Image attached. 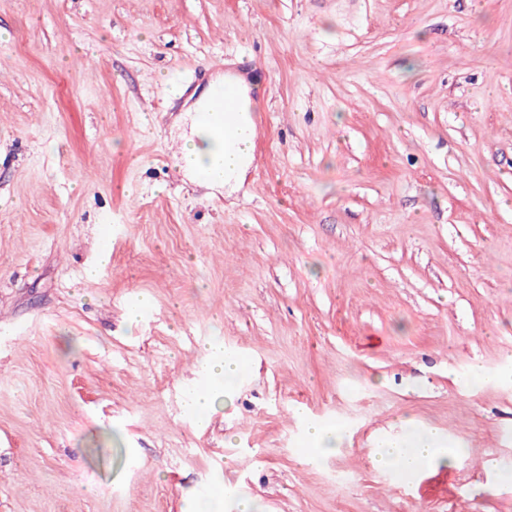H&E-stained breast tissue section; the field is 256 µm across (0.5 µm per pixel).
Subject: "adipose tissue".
Here are the masks:
<instances>
[{
    "mask_svg": "<svg viewBox=\"0 0 512 512\" xmlns=\"http://www.w3.org/2000/svg\"><path fill=\"white\" fill-rule=\"evenodd\" d=\"M225 78L237 83L240 89L236 112L225 117L216 115L212 119H204L202 113L210 106L212 96L208 93L201 95L191 108L190 131L181 137L182 147L177 163L193 183L233 191L242 186L251 168L254 143L252 137L248 136L231 149L227 141L237 129L252 125L255 102L250 95L248 82L241 75L230 70ZM221 349L218 343L205 345L213 384L185 396L183 405L187 411L206 414L211 407L214 383L233 378L242 372V363L225 360ZM458 461V456L434 431L389 442L373 459L375 465L393 467L402 476L415 475L424 465L433 462L453 465Z\"/></svg>",
    "mask_w": 512,
    "mask_h": 512,
    "instance_id": "adipose-tissue-1",
    "label": "adipose tissue"
}]
</instances>
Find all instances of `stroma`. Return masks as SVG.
Instances as JSON below:
<instances>
[{
    "label": "stroma",
    "instance_id": "35a3bbf8",
    "mask_svg": "<svg viewBox=\"0 0 512 512\" xmlns=\"http://www.w3.org/2000/svg\"><path fill=\"white\" fill-rule=\"evenodd\" d=\"M220 58L266 85L233 193L168 153ZM206 340L246 368L192 417ZM309 420L342 435L315 466ZM426 429L458 465H373ZM215 486L512 512V0H0V512Z\"/></svg>",
    "mask_w": 512,
    "mask_h": 512
}]
</instances>
